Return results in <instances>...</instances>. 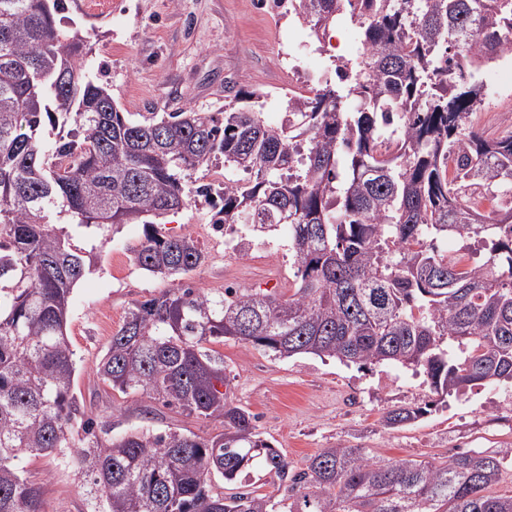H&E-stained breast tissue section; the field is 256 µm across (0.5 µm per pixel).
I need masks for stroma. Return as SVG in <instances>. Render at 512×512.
I'll return each mask as SVG.
<instances>
[{"mask_svg":"<svg viewBox=\"0 0 512 512\" xmlns=\"http://www.w3.org/2000/svg\"><path fill=\"white\" fill-rule=\"evenodd\" d=\"M87 2L67 0L69 17L93 46L83 66L108 82L121 111L136 116L215 112L223 108L226 91H263L265 118L279 123L289 92L318 87L334 63L352 59L356 41L348 14H341L327 30L323 50L298 69L280 55L289 32L303 27L272 0H112L106 11L89 10ZM210 221V209L201 203L164 219L170 231L193 235L209 254L191 274L195 287L292 294L287 229L271 233L266 250L239 252L214 237ZM143 238L142 225L127 224L101 246L97 266L73 291L67 326L77 354L74 390L118 432L147 423L139 413L141 402L100 382L96 365L130 304L172 286L134 267L132 249ZM215 349L224 357L232 401L256 414L262 438L291 467H304L321 449L340 445L366 449L378 461H443L462 450L512 448V398L502 387L476 386L439 404L420 370L391 364L361 368L311 355L281 359L234 340ZM426 402L432 403L431 412L414 425H384L388 410ZM25 468L42 484L48 512H83L86 488L59 461L32 457Z\"/></svg>","mask_w":512,"mask_h":512,"instance_id":"obj_1","label":"stroma"}]
</instances>
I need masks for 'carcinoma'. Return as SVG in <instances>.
<instances>
[{"instance_id":"1","label":"carcinoma","mask_w":512,"mask_h":512,"mask_svg":"<svg viewBox=\"0 0 512 512\" xmlns=\"http://www.w3.org/2000/svg\"><path fill=\"white\" fill-rule=\"evenodd\" d=\"M314 36L349 13L359 50L325 82L288 97L279 125L255 92L218 112L133 120L86 73L88 37L65 0H0V512H46L24 462L59 455L87 485L86 512H512L494 487L512 460L471 449L445 461H375L324 448L289 468L256 417L224 391L234 340L288 359L423 369L445 398L512 385V205L494 214L462 197L470 183L512 196V135L471 121L482 75L512 53V0H290ZM66 130L53 147L41 134ZM224 165V183L189 187ZM203 201L214 223L267 235L288 226L296 288L219 295L181 280L207 252L159 220ZM144 226L133 264L180 284L131 303L97 365L125 395L218 422L214 436L135 428L115 433L73 392L71 297L97 265L70 227L108 239ZM471 238L482 261L444 245ZM429 404L384 416L399 428ZM259 462L281 498L216 484Z\"/></svg>"}]
</instances>
